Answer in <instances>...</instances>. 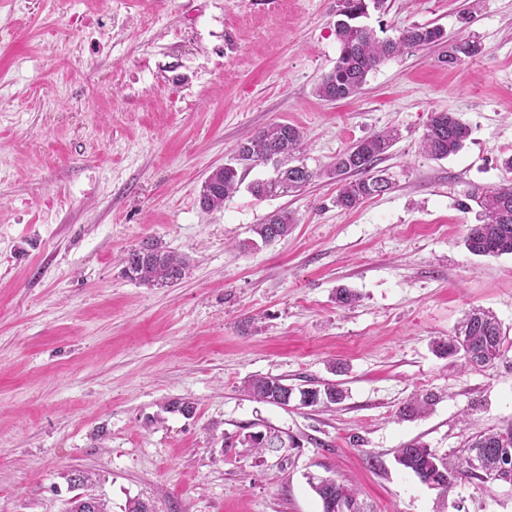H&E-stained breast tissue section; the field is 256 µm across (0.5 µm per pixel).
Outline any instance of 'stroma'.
Masks as SVG:
<instances>
[{
    "instance_id": "stroma-1",
    "label": "stroma",
    "mask_w": 512,
    "mask_h": 512,
    "mask_svg": "<svg viewBox=\"0 0 512 512\" xmlns=\"http://www.w3.org/2000/svg\"><path fill=\"white\" fill-rule=\"evenodd\" d=\"M388 4L376 37L433 24L481 54L452 70L445 44L398 55L330 102L315 87L339 56L336 0H0V512H67L79 494L109 512H322L313 475L366 512H512V487L443 494L395 460L416 441L452 459L512 423V255L463 244L465 191L512 183V0ZM448 111L471 136L436 160L421 138ZM275 122L304 130L314 170L397 130L378 164L392 189L352 211L327 177L258 200L249 185L273 171L244 167L202 212L206 177ZM280 209L293 232L242 248ZM147 238L188 259L174 286L123 275ZM472 308L506 334L496 369L435 352ZM255 376L347 397L258 403L242 390ZM429 391L430 414L399 417ZM172 399L194 414L161 413ZM269 428L279 451L243 445ZM310 390L307 392H301V395L310 394L312 400L311 403H306V400H302V404L305 406H318V405H336L341 403L345 399L344 391L339 388L336 384H324L323 388L318 385H312Z\"/></svg>"
}]
</instances>
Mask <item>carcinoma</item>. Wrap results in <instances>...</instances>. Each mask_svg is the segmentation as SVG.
<instances>
[{"mask_svg":"<svg viewBox=\"0 0 512 512\" xmlns=\"http://www.w3.org/2000/svg\"><path fill=\"white\" fill-rule=\"evenodd\" d=\"M385 3L386 0H336L334 31L340 55L334 69L316 87L318 97L328 101L349 98L361 90L368 74L384 60L445 42L442 28L418 24L400 30L394 38L377 39L360 19L368 16L371 8L382 10ZM478 53L479 45L463 37L448 45V52L441 55L439 62L454 68ZM470 135L469 125L456 113L436 112L423 135L422 148L433 159H446L457 154ZM395 140L391 131L375 133L336 155L327 171V175L339 182L336 207L353 210L391 188L388 178L373 173V169ZM303 145L304 132L290 123H274L247 137L239 144L234 160L215 168L202 184L201 208L210 211L224 206V199L239 188L241 164H270L274 168V177L249 185L250 192L258 199L302 190L317 177V172L306 165L293 164L294 155ZM353 174L359 178H351ZM466 197L480 208L479 223L469 228L464 239L468 252L480 257L512 255V183L474 186ZM294 224L295 218L290 212L279 210L254 225L252 232L269 244L288 236ZM122 262L125 277L149 287L171 286L182 279L186 269V262L156 238L130 249ZM440 349L449 356H462L468 366L493 369L505 355L501 324L490 312L472 309ZM243 389L253 399L275 405L282 404L281 396L291 391L288 384L272 377L251 378ZM308 393L313 406L336 405L345 399L344 391L335 384L313 385ZM435 401L433 394L415 396L400 409V416L420 417L430 411ZM508 455L512 457V424L471 438L453 465L419 442L399 449L397 462L422 483L446 491L462 478L512 486V461H505ZM313 490L322 501L323 512H365L356 492L332 479L329 486H315Z\"/></svg>","mask_w":512,"mask_h":512,"instance_id":"carcinoma-1","label":"carcinoma"}]
</instances>
